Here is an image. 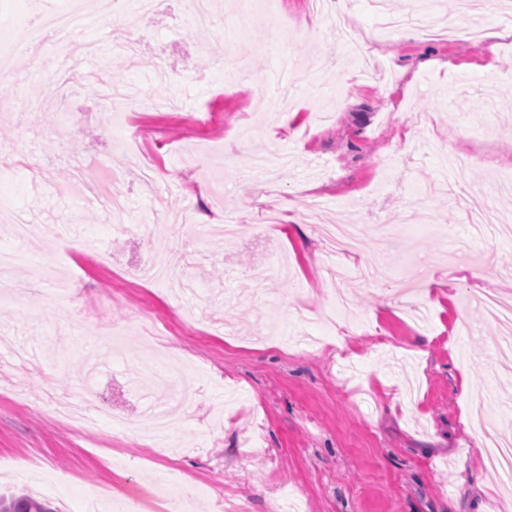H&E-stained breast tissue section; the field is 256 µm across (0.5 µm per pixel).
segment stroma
I'll list each match as a JSON object with an SVG mask.
<instances>
[{
	"mask_svg": "<svg viewBox=\"0 0 512 512\" xmlns=\"http://www.w3.org/2000/svg\"><path fill=\"white\" fill-rule=\"evenodd\" d=\"M250 2L242 16L214 0L201 28L189 0H161L125 55L105 29L137 0H102L75 32L95 49L79 67L122 98L94 83L43 98L66 53L53 43L40 69L19 52L0 77V199L39 225V258L71 282L60 296L24 260L0 277V488L58 512L94 499L107 512L133 500L136 512H272L286 496L302 512H512L475 432L512 430V348L470 300L512 293V241L476 230L449 193L469 182L512 216L499 175L512 157V0H475L465 16L456 0H346L364 53L304 0H281L283 24L268 0ZM417 7L495 41L385 28ZM241 46L243 76L225 80L211 58ZM287 55L302 75L288 87ZM133 142L162 176L120 169L122 209L89 203L84 185L102 178L91 157ZM452 153L483 162L459 171ZM426 210L455 220L422 223ZM230 211L237 238L199 234ZM378 219L386 236L351 254L319 232ZM186 239L182 287L140 280ZM153 325L168 362L198 372L170 454L138 434L178 388L154 374ZM48 402L96 422L72 428Z\"/></svg>",
	"mask_w": 512,
	"mask_h": 512,
	"instance_id": "stroma-1",
	"label": "stroma"
}]
</instances>
